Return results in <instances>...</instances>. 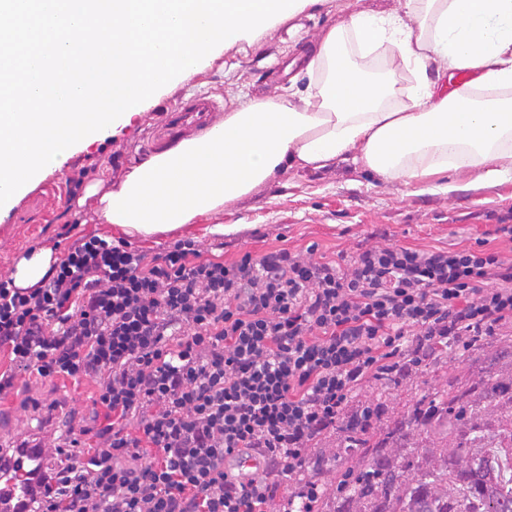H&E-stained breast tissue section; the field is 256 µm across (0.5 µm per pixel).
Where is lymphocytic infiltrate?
<instances>
[{
  "label": "lymphocytic infiltrate",
  "mask_w": 512,
  "mask_h": 512,
  "mask_svg": "<svg viewBox=\"0 0 512 512\" xmlns=\"http://www.w3.org/2000/svg\"><path fill=\"white\" fill-rule=\"evenodd\" d=\"M512 326V223L477 246L318 244L233 260L178 239L150 256L75 239L29 287L0 277V399L18 376L95 389L69 413L19 512H314L312 449L367 384L409 378L444 344ZM247 454L260 470L225 460Z\"/></svg>",
  "instance_id": "1"
}]
</instances>
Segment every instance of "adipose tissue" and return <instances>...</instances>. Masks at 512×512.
<instances>
[{"instance_id": "ef3b65f1", "label": "adipose tissue", "mask_w": 512, "mask_h": 512, "mask_svg": "<svg viewBox=\"0 0 512 512\" xmlns=\"http://www.w3.org/2000/svg\"><path fill=\"white\" fill-rule=\"evenodd\" d=\"M377 50L388 67L374 79L363 60ZM307 72L298 97L247 100L203 136L140 161L117 188L90 187L102 223L143 235L188 227L283 168L339 161L387 181L512 179V0L353 13L319 35Z\"/></svg>"}]
</instances>
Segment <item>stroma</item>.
I'll return each mask as SVG.
<instances>
[{"instance_id": "35a3bbf8", "label": "stroma", "mask_w": 512, "mask_h": 512, "mask_svg": "<svg viewBox=\"0 0 512 512\" xmlns=\"http://www.w3.org/2000/svg\"><path fill=\"white\" fill-rule=\"evenodd\" d=\"M399 7V0H315L294 17L271 23L250 39L207 58L191 79L159 91L130 122L79 146L60 167L70 181L78 175L76 159L92 157L98 168L89 175V182L112 188L139 160L169 149V142L160 138L166 108L204 92L229 112L247 96H285L293 89H305L304 61L313 56L321 30L361 10L388 12ZM111 153L118 154L117 165L105 164V155ZM511 210L510 179L486 181L475 172H452L407 186L339 162L317 172L284 169L270 183L221 212L200 218L191 228L126 235L98 220L94 198L86 197L84 190H72L69 182L58 185L50 172L0 212V275H14L20 256L30 248L62 257L64 248L58 245L57 234L66 224L76 225L81 234L102 233L116 241L126 240L152 254L189 237L206 257L220 251L230 259L246 251L261 254L273 247L295 248L312 242L331 257L338 252L355 255L375 234L386 235L391 243L425 248L472 246L487 238L494 224ZM215 224L226 226V233L212 234ZM501 342V337L485 336L465 347L461 356L430 360L410 380L394 387L386 411L402 410L415 395L447 386L450 380L481 376L488 355ZM93 391L89 378L76 384L48 379L0 401V411L10 416L16 438L34 434L49 443L55 430L41 422L43 405L55 402L83 410L90 406ZM35 399L41 409H33Z\"/></svg>"}]
</instances>
